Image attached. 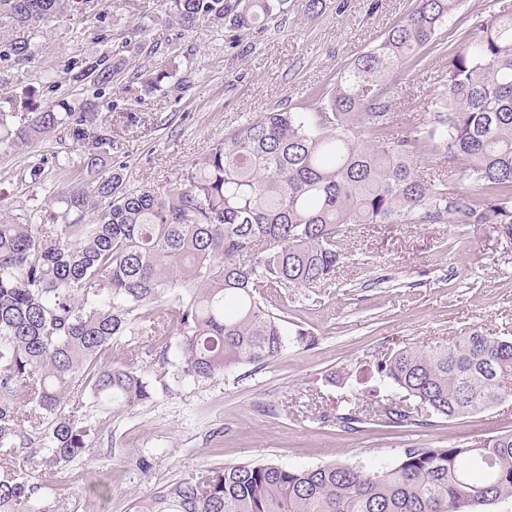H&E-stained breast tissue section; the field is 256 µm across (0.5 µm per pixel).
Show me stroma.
<instances>
[{"label": "stroma", "instance_id": "1", "mask_svg": "<svg viewBox=\"0 0 512 512\" xmlns=\"http://www.w3.org/2000/svg\"><path fill=\"white\" fill-rule=\"evenodd\" d=\"M274 14L262 33L200 25L186 31L169 17L166 0H104L103 20L72 9L47 33L0 22V35L31 40V61L0 63V94L35 91L53 104L100 99L127 105L134 71H168L160 90L143 94L136 126H115L107 164L136 188H164L215 141L266 112H314L338 73L368 51L416 0H324L306 16L303 0ZM512 10V0H462L422 62H408L390 81L397 118L441 87L448 57L473 18ZM110 53L112 86L76 82V58ZM65 131L18 146H0V217L49 225L53 193L76 186L59 165L74 157ZM43 169L32 183L31 166ZM288 309V347L261 369L242 365L214 380L158 392L132 413L91 409L68 393L65 405L94 413L101 431L68 463L49 492L61 512H132L153 490L196 469L268 460L285 467L326 462L389 463L416 445L447 446L512 430V400L457 420L425 427L336 423L350 392L375 383L377 356L476 330L512 336V243L490 224H362L347 257L321 287L267 296Z\"/></svg>", "mask_w": 512, "mask_h": 512}]
</instances>
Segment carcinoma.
I'll return each mask as SVG.
<instances>
[{"instance_id":"carcinoma-1","label":"carcinoma","mask_w":512,"mask_h":512,"mask_svg":"<svg viewBox=\"0 0 512 512\" xmlns=\"http://www.w3.org/2000/svg\"><path fill=\"white\" fill-rule=\"evenodd\" d=\"M168 2L187 31L207 23L262 32L288 4ZM460 2L417 0L340 73L321 109L246 120L162 192L130 190L123 173L105 169L112 122L96 103L58 112L28 92L8 97L0 146L63 128L92 179L58 196L60 224L0 218V512H59L42 488L100 432L91 416L64 412L67 390L121 413L169 388L165 370L112 362L122 339L152 337L164 366L175 352L177 382L261 368L288 343L285 316L269 311L261 289L319 287L345 259L351 225L497 224L512 240V11L474 18L442 90L405 124L387 96L391 75L432 44ZM72 7L0 0V17L43 30ZM34 57L30 41L0 37L1 62ZM115 70L107 53L68 65L72 79L100 90ZM425 153L454 162L455 177L421 169ZM376 372L381 425L465 418L512 396V338L476 330L398 347ZM363 402L359 393L345 400L336 424L361 423ZM39 425L42 434L27 432ZM29 445L42 452L39 482L14 456ZM509 500L512 431L406 448L389 464L204 467L134 512H490Z\"/></svg>"}]
</instances>
